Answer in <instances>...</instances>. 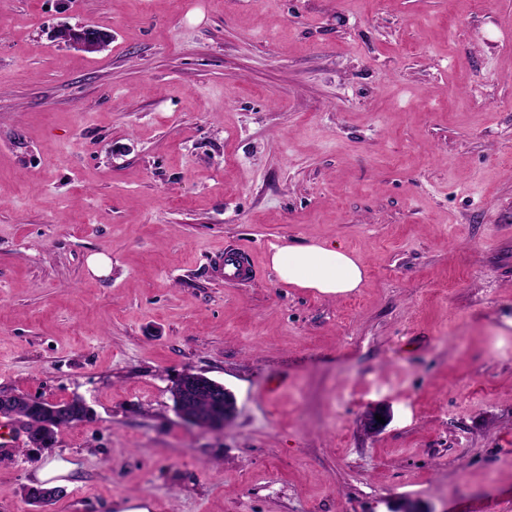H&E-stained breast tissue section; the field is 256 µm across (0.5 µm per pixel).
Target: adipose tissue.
<instances>
[{
	"label": "adipose tissue",
	"instance_id": "obj_1",
	"mask_svg": "<svg viewBox=\"0 0 512 512\" xmlns=\"http://www.w3.org/2000/svg\"><path fill=\"white\" fill-rule=\"evenodd\" d=\"M271 263L282 282L323 294L350 292L364 281L361 261L336 246L288 244L276 248Z\"/></svg>",
	"mask_w": 512,
	"mask_h": 512
}]
</instances>
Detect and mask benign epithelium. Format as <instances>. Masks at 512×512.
<instances>
[{"label": "benign epithelium", "mask_w": 512, "mask_h": 512, "mask_svg": "<svg viewBox=\"0 0 512 512\" xmlns=\"http://www.w3.org/2000/svg\"><path fill=\"white\" fill-rule=\"evenodd\" d=\"M111 33L107 30L88 27L70 39L75 47L86 51L96 52L109 41ZM175 411L179 418L194 427L202 430H221L231 421L237 413V400L234 393L224 384L191 371L183 373L175 386ZM205 395L210 407L206 412L201 411L196 401L199 395ZM381 416L389 420L390 411L383 407L368 409L362 418L363 426L371 432L385 429V425L377 422L376 417Z\"/></svg>", "instance_id": "7a95c632"}]
</instances>
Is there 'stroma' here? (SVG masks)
<instances>
[{"instance_id": "obj_1", "label": "stroma", "mask_w": 512, "mask_h": 512, "mask_svg": "<svg viewBox=\"0 0 512 512\" xmlns=\"http://www.w3.org/2000/svg\"><path fill=\"white\" fill-rule=\"evenodd\" d=\"M290 243L362 285L280 281ZM0 393L92 411L0 512L53 461L51 512H512V0H0ZM111 33L107 30L88 27L85 31L77 32V36L69 40L75 47L86 51H99L109 41ZM271 263L282 282L322 294L350 292L364 281L361 261L337 246L288 244L276 248ZM231 262V263H230ZM215 272L224 277L226 280L244 281L252 278L255 273L254 266L246 259L237 261L227 259L224 260V254L220 255L215 260ZM232 265L231 270H226L227 266ZM177 381L175 411L183 422L202 430H221L235 417L237 400L224 384L191 371L183 373ZM201 393L204 394L199 398L202 408L207 405V399L210 404L206 412L196 404Z\"/></svg>"}]
</instances>
